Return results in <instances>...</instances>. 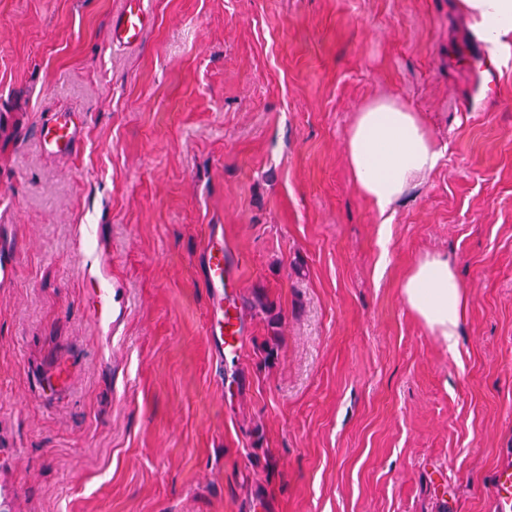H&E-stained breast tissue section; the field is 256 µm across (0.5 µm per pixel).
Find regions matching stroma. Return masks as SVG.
Masks as SVG:
<instances>
[{"label":"stroma","mask_w":512,"mask_h":512,"mask_svg":"<svg viewBox=\"0 0 512 512\" xmlns=\"http://www.w3.org/2000/svg\"><path fill=\"white\" fill-rule=\"evenodd\" d=\"M0 0V512H496L512 453V64L471 104L458 0ZM443 149L388 218L356 189L359 108ZM60 113L77 155L44 148ZM244 339L216 359L203 248ZM428 254L456 348L401 292ZM124 313L92 318L93 280ZM123 4L122 11L112 24V39L121 45H137L150 21V14L143 0H124ZM402 295L417 318L448 348H455L467 294L448 258L419 259L402 283ZM493 492L497 512L512 511V460L506 459L497 467L493 477Z\"/></svg>","instance_id":"35a3bbf8"}]
</instances>
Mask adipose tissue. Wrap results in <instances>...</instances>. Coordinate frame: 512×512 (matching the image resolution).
<instances>
[{
	"label": "adipose tissue",
	"instance_id": "1",
	"mask_svg": "<svg viewBox=\"0 0 512 512\" xmlns=\"http://www.w3.org/2000/svg\"><path fill=\"white\" fill-rule=\"evenodd\" d=\"M459 7L486 42L512 41V0H459ZM441 155L420 115L394 98L366 104L346 140L353 183L382 215L436 168ZM402 295L434 335L456 346L467 294L447 257L419 259L402 283Z\"/></svg>",
	"mask_w": 512,
	"mask_h": 512
}]
</instances>
